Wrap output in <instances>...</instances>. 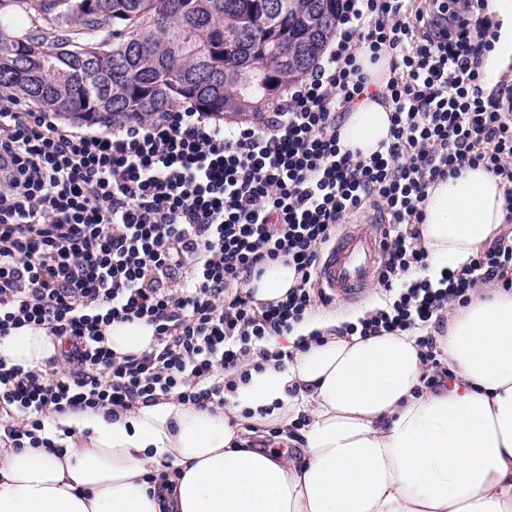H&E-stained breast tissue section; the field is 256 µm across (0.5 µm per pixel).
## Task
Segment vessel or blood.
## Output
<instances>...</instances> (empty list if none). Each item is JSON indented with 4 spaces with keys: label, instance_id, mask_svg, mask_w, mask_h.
Here are the masks:
<instances>
[{
    "label": "vessel or blood",
    "instance_id": "obj_1",
    "mask_svg": "<svg viewBox=\"0 0 512 512\" xmlns=\"http://www.w3.org/2000/svg\"><path fill=\"white\" fill-rule=\"evenodd\" d=\"M380 255L378 237L351 230L337 238L318 270L321 287L342 297H353L366 286Z\"/></svg>",
    "mask_w": 512,
    "mask_h": 512
}]
</instances>
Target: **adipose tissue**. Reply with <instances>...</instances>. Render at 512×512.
I'll use <instances>...</instances> for the list:
<instances>
[{"mask_svg": "<svg viewBox=\"0 0 512 512\" xmlns=\"http://www.w3.org/2000/svg\"><path fill=\"white\" fill-rule=\"evenodd\" d=\"M360 62L372 96L347 116L340 142L367 156L390 132L380 94L391 58L365 51ZM502 221L500 180L484 166L432 185L420 227L428 266L416 278L460 269ZM295 284L280 260L250 288L270 303ZM340 327L308 318L262 342L269 361L223 406L171 398L113 415L52 414L45 435L60 451L0 448V512H512V289L479 288L450 305L435 335L448 381L431 390L415 331L364 338ZM105 335L119 358L156 345L142 320L112 323ZM61 357V340L42 328L0 338L11 365ZM298 421L295 451L255 446L260 428ZM162 467L163 492L146 479Z\"/></svg>", "mask_w": 512, "mask_h": 512, "instance_id": "ef3b65f1", "label": "adipose tissue"}]
</instances>
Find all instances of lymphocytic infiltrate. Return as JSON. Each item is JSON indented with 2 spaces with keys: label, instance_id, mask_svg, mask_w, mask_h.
<instances>
[{
  "label": "lymphocytic infiltrate",
  "instance_id": "lymphocytic-infiltrate-1",
  "mask_svg": "<svg viewBox=\"0 0 512 512\" xmlns=\"http://www.w3.org/2000/svg\"><path fill=\"white\" fill-rule=\"evenodd\" d=\"M340 0L321 61L258 124L227 128L169 112L107 133L72 131L0 96V337L29 326L70 348L43 370L0 361V446L52 448L44 421L68 408L116 409L176 394L205 406L234 389L256 343L311 314L312 278L340 224L366 207L390 224L377 279L427 266L422 205L437 181L484 166L503 187L512 223V63L489 82L499 38L488 0ZM392 56L383 100L390 137L370 156L340 144L362 98V50ZM288 261L297 283L256 303L248 285L266 262ZM512 238L497 240L441 287L399 289L350 335L426 330L448 302L497 283ZM233 296H226L227 288ZM154 325L156 347L115 357L104 329Z\"/></svg>",
  "mask_w": 512,
  "mask_h": 512
}]
</instances>
